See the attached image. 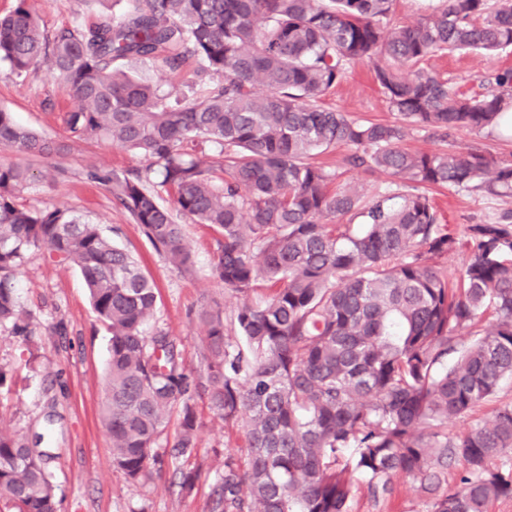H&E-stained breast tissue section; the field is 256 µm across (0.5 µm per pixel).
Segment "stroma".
Listing matches in <instances>:
<instances>
[{"label":"stroma","mask_w":512,"mask_h":512,"mask_svg":"<svg viewBox=\"0 0 512 512\" xmlns=\"http://www.w3.org/2000/svg\"><path fill=\"white\" fill-rule=\"evenodd\" d=\"M31 4L49 31L77 22H109L127 7L125 0H31ZM425 65L467 90L497 71L512 69V48L487 56L453 52L431 57ZM324 104L360 121L391 123L396 119L364 63L350 68L346 80ZM77 106L47 64L19 76L7 62L0 61V109L12 112L20 123L63 140L67 132L60 115ZM404 146L428 151L470 148L512 160V137L497 130L461 128L443 142L416 129ZM347 153L346 147L339 146L317 155L316 160L336 174L338 183L357 184L366 196L392 190L393 179L388 174L346 166ZM147 163L143 155L109 142H74L61 155L34 161L35 177L16 202L25 208L70 209L83 220L101 225L108 237L131 252L159 288L153 331L167 333L188 370L198 376L203 372L200 351L205 334L198 312L215 299L223 301L225 316H232L236 308L235 299L208 273L216 249L215 233L180 217L196 271L191 275L179 273L154 251L107 188L87 176L93 168H142ZM48 169L58 170V177L42 179V172ZM429 195L442 223L458 235L467 225L494 215L506 205L502 197L465 188H433ZM15 279L23 309L35 318L36 332L28 349L12 335L9 326H0V367L13 370L19 379L12 388H0V425L29 439L42 435L40 448L47 454L45 465L57 487L60 512H211L216 470L223 455L243 452L240 428L225 427L207 399H198V448L190 464L199 468L201 475L194 490L181 492L168 475L142 485L129 484L112 466L109 439L100 422L109 335L89 305L80 272L33 251ZM429 500L416 482L401 475L393 481L392 494L378 499L370 494L366 483H359L350 512H426Z\"/></svg>","instance_id":"1"}]
</instances>
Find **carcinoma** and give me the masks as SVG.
<instances>
[{
	"label": "carcinoma",
	"instance_id": "cac0c4a2",
	"mask_svg": "<svg viewBox=\"0 0 512 512\" xmlns=\"http://www.w3.org/2000/svg\"><path fill=\"white\" fill-rule=\"evenodd\" d=\"M393 0H128L116 21L47 31L29 0L0 17V60L26 73L50 62L79 100L62 121L73 141L105 140L148 158L142 170L94 169L153 248L183 274L194 260L174 213L217 235L211 275L240 299L201 311L205 380L191 378L171 337L147 335L159 289L99 225L59 207L24 208L33 175L0 163V325L30 339L14 273L38 250L80 271L109 333L101 421L112 465L132 484L196 454V398L226 426L242 424L245 454L224 456L212 512H349L353 476L377 497L406 475L432 494L427 512H489L512 496V404L448 437L512 379V207L466 227L440 223L426 187L512 197V161L477 150L410 151L414 128L445 141L456 130L507 125L512 70L490 90L460 91L421 66L436 53L512 47V0H445L412 27L385 25ZM221 75L197 95L169 94L120 62ZM370 64L397 120L351 118L318 102L356 62ZM0 145L51 157L68 144L0 110ZM338 145L353 168L397 179L365 199L312 156ZM223 157L215 180L207 151ZM166 188L173 206L152 186ZM464 250L451 282L436 260ZM267 283L269 294L251 299ZM491 313L484 333L478 318ZM243 344H235L229 330ZM470 340L464 341V335ZM178 425L168 437L172 417ZM167 437L170 455L153 451ZM460 465V486L444 470ZM185 493L200 477L178 468ZM0 512H58L43 454L0 427Z\"/></svg>",
	"mask_w": 512,
	"mask_h": 512
}]
</instances>
